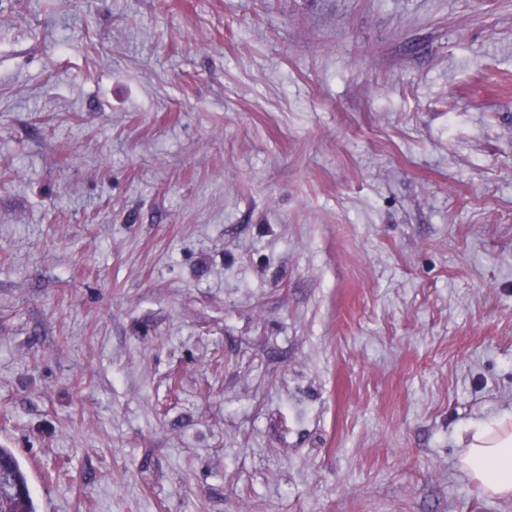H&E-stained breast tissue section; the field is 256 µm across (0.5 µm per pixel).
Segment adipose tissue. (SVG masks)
<instances>
[{"instance_id":"obj_1","label":"adipose tissue","mask_w":512,"mask_h":512,"mask_svg":"<svg viewBox=\"0 0 512 512\" xmlns=\"http://www.w3.org/2000/svg\"><path fill=\"white\" fill-rule=\"evenodd\" d=\"M459 467L487 495L512 498V412L482 420L468 432Z\"/></svg>"}]
</instances>
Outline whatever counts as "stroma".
<instances>
[{
  "mask_svg": "<svg viewBox=\"0 0 512 512\" xmlns=\"http://www.w3.org/2000/svg\"><path fill=\"white\" fill-rule=\"evenodd\" d=\"M512 0H0V447L38 512H512ZM459 468L491 497L512 498V411L480 421L467 434Z\"/></svg>",
  "mask_w": 512,
  "mask_h": 512,
  "instance_id": "35a3bbf8",
  "label": "stroma"
}]
</instances>
